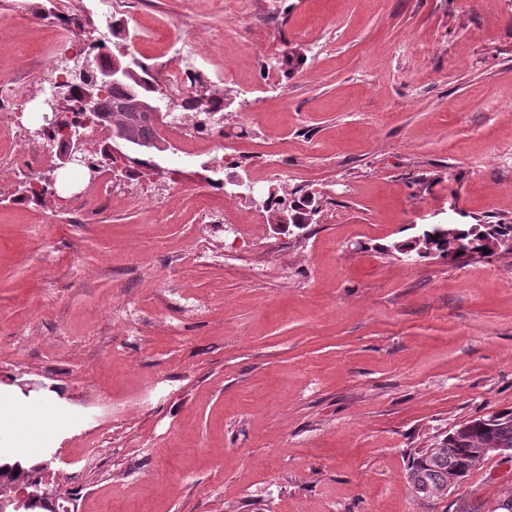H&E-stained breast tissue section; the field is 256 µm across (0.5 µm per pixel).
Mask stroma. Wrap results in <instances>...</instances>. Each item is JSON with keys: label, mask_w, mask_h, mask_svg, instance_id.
Segmentation results:
<instances>
[{"label": "stroma", "mask_w": 512, "mask_h": 512, "mask_svg": "<svg viewBox=\"0 0 512 512\" xmlns=\"http://www.w3.org/2000/svg\"><path fill=\"white\" fill-rule=\"evenodd\" d=\"M110 2L0 0V77L29 95L1 122L34 127L65 54L31 4L83 42ZM115 20L113 57L195 49L224 136L181 155L173 107L156 170L99 154L94 180L58 143L29 169L0 144V396L54 413L51 489L74 512H491L500 457L439 502L406 474L512 408V256L386 248L454 207L512 221V0H125ZM233 175L319 211L275 233ZM205 192L227 223L196 221Z\"/></svg>", "instance_id": "obj_1"}]
</instances>
